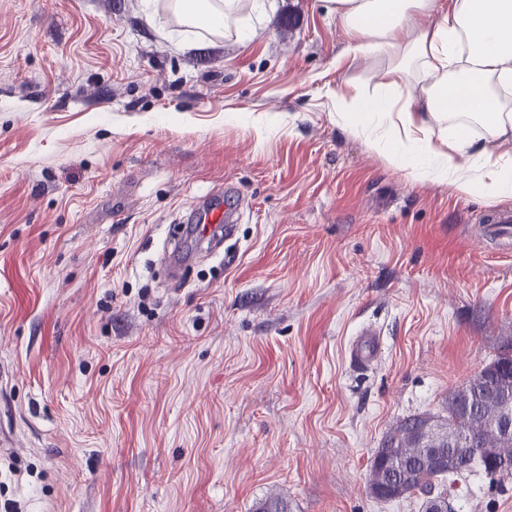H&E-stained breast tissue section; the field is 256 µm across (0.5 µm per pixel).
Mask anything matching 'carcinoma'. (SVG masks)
Wrapping results in <instances>:
<instances>
[{"label":"carcinoma","mask_w":512,"mask_h":512,"mask_svg":"<svg viewBox=\"0 0 512 512\" xmlns=\"http://www.w3.org/2000/svg\"><path fill=\"white\" fill-rule=\"evenodd\" d=\"M502 362L512 364V358L498 355L467 381L465 387L471 394L469 409L462 410L455 405V396L460 393L457 389L448 394L443 414L411 415L396 424L372 461L369 486L377 498L391 499V495L381 492L384 476L377 464L382 457L388 460L399 457L405 461L399 479L406 494H416L421 499V512H433L438 501L448 503L447 485L453 484L455 475L476 470L492 484L512 479V438L489 430L503 412L512 414V377L495 371V365ZM450 432L476 436L484 448L475 458L468 453L459 454L451 471L448 464L436 461V454L448 451ZM433 448L438 453L431 452Z\"/></svg>","instance_id":"carcinoma-1"}]
</instances>
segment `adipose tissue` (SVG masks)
I'll list each match as a JSON object with an SVG mask.
<instances>
[{
    "label": "adipose tissue",
    "instance_id": "1",
    "mask_svg": "<svg viewBox=\"0 0 512 512\" xmlns=\"http://www.w3.org/2000/svg\"><path fill=\"white\" fill-rule=\"evenodd\" d=\"M239 0H170L218 33ZM352 37L348 56L379 53L382 93L347 83L336 117L417 183L488 202L512 200V0H328ZM430 17L410 31L408 15Z\"/></svg>",
    "mask_w": 512,
    "mask_h": 512
}]
</instances>
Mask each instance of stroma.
I'll return each instance as SVG.
<instances>
[{"label":"stroma","mask_w":512,"mask_h":512,"mask_svg":"<svg viewBox=\"0 0 512 512\" xmlns=\"http://www.w3.org/2000/svg\"><path fill=\"white\" fill-rule=\"evenodd\" d=\"M349 42L326 0L219 35L168 0H0V504L421 512L370 494L371 461L512 344V242L337 123L331 92L388 63ZM218 191L241 223L170 280ZM451 505L512 512V480L458 478ZM348 348L350 363L358 368L371 366L381 354L380 335L371 330L361 331Z\"/></svg>","instance_id":"stroma-1"}]
</instances>
